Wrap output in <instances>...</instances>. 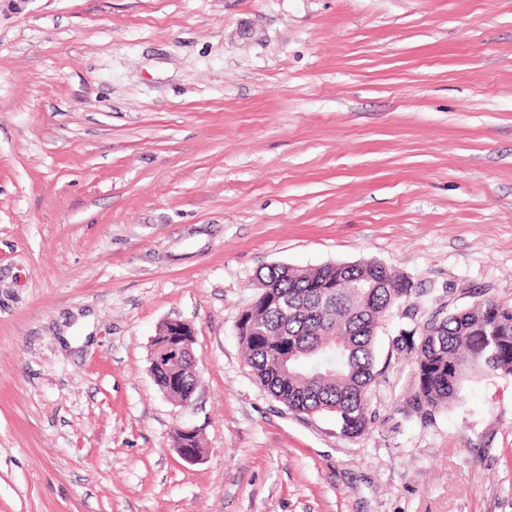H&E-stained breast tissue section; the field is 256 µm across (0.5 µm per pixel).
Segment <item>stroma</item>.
Wrapping results in <instances>:
<instances>
[{"label":"stroma","instance_id":"35a3bbf8","mask_svg":"<svg viewBox=\"0 0 512 512\" xmlns=\"http://www.w3.org/2000/svg\"><path fill=\"white\" fill-rule=\"evenodd\" d=\"M363 259L424 291L383 358L512 303V0H0V512H512V380L424 423L401 362L353 438L256 382L257 273ZM160 336H192L191 342H168L167 345H162L157 349L158 352H174L176 356H183L189 363V369L195 378L194 380L191 374L187 373L188 364L187 361L180 363H169L168 360H164L162 365L154 371V353L156 348L154 341ZM194 330L192 326L186 322L180 320H168L162 323L157 329L156 335L151 341V353H150V373L155 377V383L159 389L169 391L171 395L176 397H183L184 394L189 392L194 386L191 393H189L183 399H179L178 402L182 406H189L201 385V373L199 370V356H197L194 349ZM177 373L180 375V387L178 390L172 386L173 374ZM163 392V391H162Z\"/></svg>","mask_w":512,"mask_h":512}]
</instances>
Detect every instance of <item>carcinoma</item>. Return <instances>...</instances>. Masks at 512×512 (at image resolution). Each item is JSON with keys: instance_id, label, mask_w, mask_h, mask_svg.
<instances>
[{"instance_id": "obj_1", "label": "carcinoma", "mask_w": 512, "mask_h": 512, "mask_svg": "<svg viewBox=\"0 0 512 512\" xmlns=\"http://www.w3.org/2000/svg\"><path fill=\"white\" fill-rule=\"evenodd\" d=\"M257 281L259 293L236 325L255 378L289 410L333 417L346 437L367 431L376 389L403 357L412 387L399 411L426 422L458 404L466 383L512 378V304L482 296L453 311L440 307L381 366L382 322L419 294L407 275L364 259L309 270L275 265ZM187 368L163 361L156 385L184 396L194 386Z\"/></svg>"}]
</instances>
